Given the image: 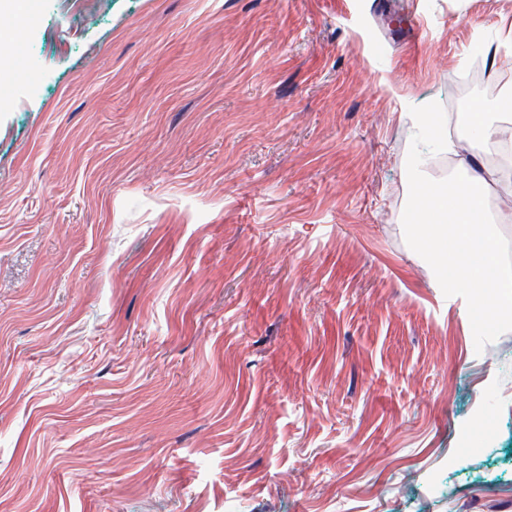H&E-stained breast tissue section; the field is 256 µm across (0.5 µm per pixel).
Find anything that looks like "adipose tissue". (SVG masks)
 <instances>
[{
  "label": "adipose tissue",
  "instance_id": "obj_1",
  "mask_svg": "<svg viewBox=\"0 0 512 512\" xmlns=\"http://www.w3.org/2000/svg\"><path fill=\"white\" fill-rule=\"evenodd\" d=\"M464 191L455 197L430 198L417 236L434 241L446 282L475 313L484 318L488 306L512 308V271L503 268L497 227L512 222V211L487 223L482 193L494 188L512 194V171L477 163L465 168Z\"/></svg>",
  "mask_w": 512,
  "mask_h": 512
}]
</instances>
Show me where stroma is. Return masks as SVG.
<instances>
[{
	"mask_svg": "<svg viewBox=\"0 0 512 512\" xmlns=\"http://www.w3.org/2000/svg\"><path fill=\"white\" fill-rule=\"evenodd\" d=\"M381 3L0 13V512H512V321L409 162L512 0Z\"/></svg>",
	"mask_w": 512,
	"mask_h": 512,
	"instance_id": "stroma-1",
	"label": "stroma"
}]
</instances>
